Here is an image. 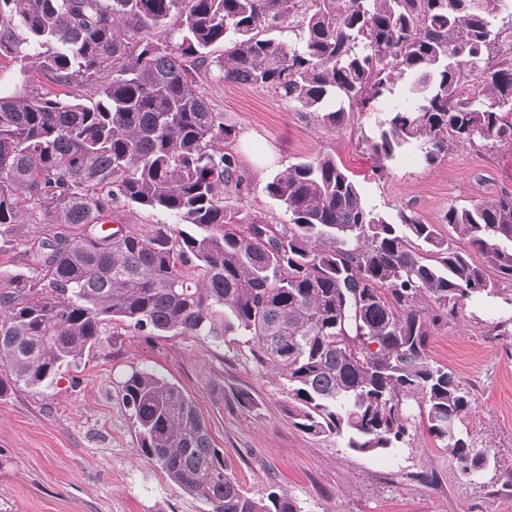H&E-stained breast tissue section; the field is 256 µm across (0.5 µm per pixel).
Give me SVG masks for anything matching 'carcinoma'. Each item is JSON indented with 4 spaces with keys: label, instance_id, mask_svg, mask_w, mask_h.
<instances>
[{
    "label": "carcinoma",
    "instance_id": "1",
    "mask_svg": "<svg viewBox=\"0 0 512 512\" xmlns=\"http://www.w3.org/2000/svg\"><path fill=\"white\" fill-rule=\"evenodd\" d=\"M512 0H0V55L22 44L50 81L0 96V235L54 224L30 244L37 274L0 272V395L39 391L111 325L141 336H248L288 382L286 413L360 453L410 440L420 417L468 478L490 463L463 433L474 400L430 343L475 295L512 284V193L451 207L449 232L369 206L330 154L274 174L288 228L240 216L235 136L200 93L212 46L224 80L269 90L336 127L411 80L372 148L429 166L448 150L512 145ZM299 48L268 36L284 24ZM169 214L146 233L94 227L112 209ZM480 261H475L474 257ZM138 455L207 512H299L229 472L194 401L144 369L121 382ZM417 404L419 414L412 413Z\"/></svg>",
    "mask_w": 512,
    "mask_h": 512
}]
</instances>
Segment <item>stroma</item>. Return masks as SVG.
<instances>
[{
    "instance_id": "obj_1",
    "label": "stroma",
    "mask_w": 512,
    "mask_h": 512,
    "mask_svg": "<svg viewBox=\"0 0 512 512\" xmlns=\"http://www.w3.org/2000/svg\"><path fill=\"white\" fill-rule=\"evenodd\" d=\"M214 45L199 88L223 113L251 186L244 214L284 226L288 217L264 186L271 174L322 152L335 156L369 204L389 218L410 209L447 231L450 207L512 192V147H458L434 166L410 157L380 164L368 141L386 110L352 112L341 127L260 89L224 81ZM54 91L33 60L0 57V96L21 87ZM44 224H21L0 237V270L32 272L24 242L46 236ZM512 318V290L469 302L465 319L440 326L432 357L471 388L466 421L498 468L475 481L414 424L411 441L377 455L344 439L315 437L289 421L287 384L259 361L253 343L195 336L146 337L115 328L88 358L62 369L41 392L15 388L0 396V512H205L199 499L141 459L117 385L147 368L178 385L198 406L217 447L250 495L276 486L300 512H512V336L496 322ZM250 405L238 402L239 393Z\"/></svg>"
}]
</instances>
